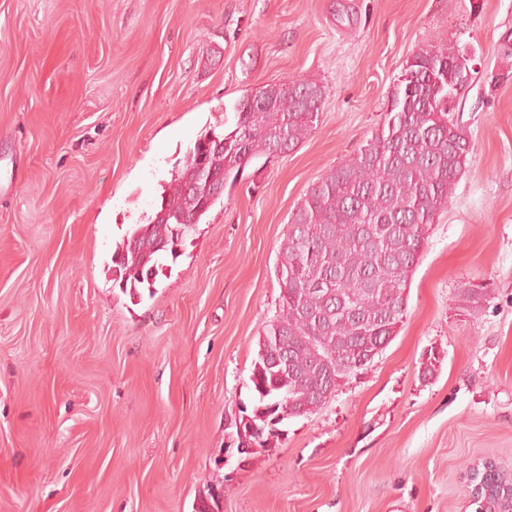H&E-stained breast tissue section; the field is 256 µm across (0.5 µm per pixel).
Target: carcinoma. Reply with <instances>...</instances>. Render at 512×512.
I'll return each instance as SVG.
<instances>
[{
    "label": "carcinoma",
    "mask_w": 512,
    "mask_h": 512,
    "mask_svg": "<svg viewBox=\"0 0 512 512\" xmlns=\"http://www.w3.org/2000/svg\"><path fill=\"white\" fill-rule=\"evenodd\" d=\"M464 52L448 43L414 54L382 126L291 213L276 266L281 313L263 331L268 355L257 354L250 376L249 417L257 427L276 415L283 421L315 411L396 335L410 273L473 151L448 110ZM324 97L322 85L292 80L264 86L259 112L249 96L239 99L234 127L196 140L154 218L117 245L112 263L119 278L153 286L162 253L194 230L223 196L226 181L255 158L296 147L316 126ZM487 295L484 287H469L459 300L475 311ZM505 476L493 466L475 482L502 512H512V500L500 496Z\"/></svg>",
    "instance_id": "obj_1"
}]
</instances>
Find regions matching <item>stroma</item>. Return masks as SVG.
<instances>
[{"mask_svg":"<svg viewBox=\"0 0 512 512\" xmlns=\"http://www.w3.org/2000/svg\"><path fill=\"white\" fill-rule=\"evenodd\" d=\"M456 39L473 152L396 336L240 464L292 211ZM297 78L326 90L315 128L227 182L152 289L120 286L188 149ZM481 458L512 473V0H0V512H193L214 485L219 512H472Z\"/></svg>","mask_w":512,"mask_h":512,"instance_id":"obj_1","label":"stroma"}]
</instances>
